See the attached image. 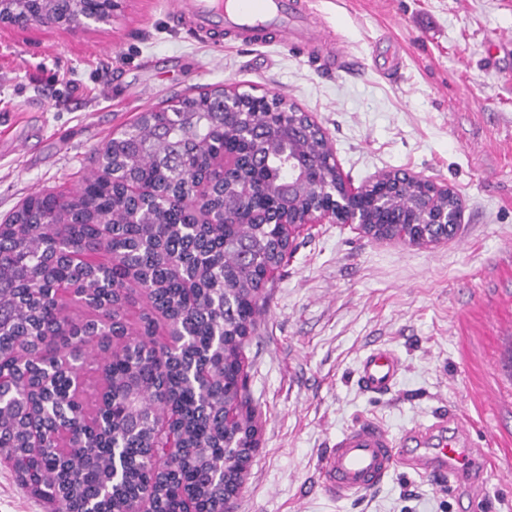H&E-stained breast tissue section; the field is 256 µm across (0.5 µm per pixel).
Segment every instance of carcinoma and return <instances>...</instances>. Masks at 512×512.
Here are the masks:
<instances>
[{"mask_svg": "<svg viewBox=\"0 0 512 512\" xmlns=\"http://www.w3.org/2000/svg\"><path fill=\"white\" fill-rule=\"evenodd\" d=\"M244 108L224 117L186 98L177 112H145L98 152L151 192L139 211L126 187L91 172L69 196L42 194L0 224V459L34 497L40 487L67 503L124 512L150 490L158 512H225L224 492L238 480V449L255 442L242 353L265 303L263 266H279L288 245L272 224H237L236 210L268 206L244 198L235 183L210 198L191 170L224 177V158L257 152L269 158L265 177L279 178L275 137L247 142L243 128L277 117L249 94ZM300 148L331 155L324 138L304 126ZM422 186L401 187L403 211L425 201ZM145 309L134 315L137 301ZM80 303L92 314L73 319ZM103 354L102 387L112 394L107 434L85 427L99 414L98 395L73 386L67 362H84L89 346ZM70 418L51 431L41 459L26 456V405ZM239 410L224 420V406ZM180 415L185 454L160 453L156 469L141 463L163 448L162 413Z\"/></svg>", "mask_w": 512, "mask_h": 512, "instance_id": "cac0c4a2", "label": "carcinoma"}]
</instances>
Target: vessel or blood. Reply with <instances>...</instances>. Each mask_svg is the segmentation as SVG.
Wrapping results in <instances>:
<instances>
[{
    "label": "vessel or blood",
    "instance_id": "1",
    "mask_svg": "<svg viewBox=\"0 0 512 512\" xmlns=\"http://www.w3.org/2000/svg\"><path fill=\"white\" fill-rule=\"evenodd\" d=\"M173 19H187L203 31H233L258 44L269 35L291 47L317 41L299 0H174ZM358 380L370 393L391 391L401 374L398 355L375 348L359 359ZM487 461L486 449L476 447L457 413L393 435L383 424L363 418L337 435L319 464L325 495L346 499L378 489L399 466L422 477L455 483L461 471L477 470Z\"/></svg>",
    "mask_w": 512,
    "mask_h": 512
}]
</instances>
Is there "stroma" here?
I'll return each instance as SVG.
<instances>
[{
    "label": "stroma",
    "instance_id": "1",
    "mask_svg": "<svg viewBox=\"0 0 512 512\" xmlns=\"http://www.w3.org/2000/svg\"><path fill=\"white\" fill-rule=\"evenodd\" d=\"M170 0H121L79 28L0 26V223L30 197L71 194L90 157L143 112L193 90L270 91L312 113L346 179L413 169L463 201L455 235L422 246L312 224L268 280L244 372L259 449L231 512H512V0H310L352 71L311 53L176 24ZM386 347L392 392L357 384ZM463 411L488 482L396 469L378 490L326 497L318 465L358 418L393 434ZM0 512H51L0 463ZM357 372L366 392L382 395L395 386L401 374V361L393 350L375 348L360 357Z\"/></svg>",
    "mask_w": 512,
    "mask_h": 512
}]
</instances>
